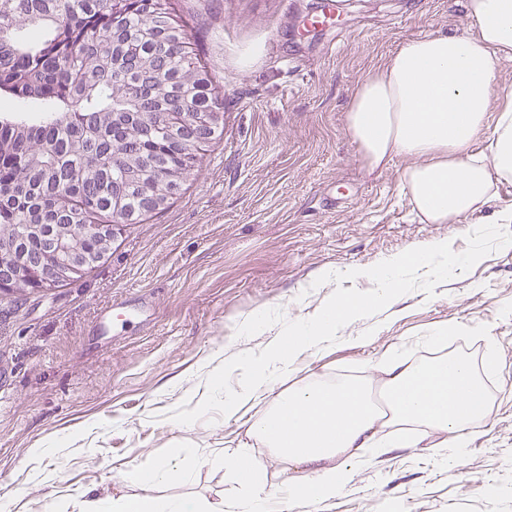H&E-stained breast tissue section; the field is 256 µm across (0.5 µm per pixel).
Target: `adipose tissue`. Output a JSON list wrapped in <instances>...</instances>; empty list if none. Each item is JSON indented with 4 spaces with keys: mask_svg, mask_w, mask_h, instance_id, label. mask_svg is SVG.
I'll use <instances>...</instances> for the list:
<instances>
[{
    "mask_svg": "<svg viewBox=\"0 0 512 512\" xmlns=\"http://www.w3.org/2000/svg\"><path fill=\"white\" fill-rule=\"evenodd\" d=\"M471 35L434 33L406 41L354 89L346 109L347 131L370 169L398 157L410 159L401 183L414 211L426 224H452L481 210L496 183L512 181V84L503 82L512 61V0H465ZM494 133L488 153L474 143L486 127ZM451 241L433 239L414 254H399L378 270L375 295L340 297L316 319L289 326L271 357L278 371L261 370L224 395V415L241 419L265 404L246 436L286 464L307 468L309 478L268 485L265 464L248 451L225 459L238 483L224 512H287L295 503L320 501L346 486L350 472L331 466L336 453L358 449L357 465L379 451L378 426L421 425L446 434L445 467H455L467 446V432L491 412L485 389L465 358L442 356L402 369L385 368L386 410H379L360 382L310 381L274 392L278 373L304 352L335 342L336 326L386 301L404 271L436 265L437 276L456 275L467 264ZM112 512H210L193 496L117 500Z\"/></svg>",
    "mask_w": 512,
    "mask_h": 512,
    "instance_id": "obj_1",
    "label": "adipose tissue"
}]
</instances>
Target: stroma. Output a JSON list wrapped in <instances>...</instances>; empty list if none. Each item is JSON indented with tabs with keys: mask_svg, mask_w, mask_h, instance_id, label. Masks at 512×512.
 Wrapping results in <instances>:
<instances>
[{
	"mask_svg": "<svg viewBox=\"0 0 512 512\" xmlns=\"http://www.w3.org/2000/svg\"><path fill=\"white\" fill-rule=\"evenodd\" d=\"M322 0H170L224 101V133L197 154L163 212L129 225L83 278L0 297V500L10 512H112L117 498L192 495L220 512L236 489L221 460L244 439L211 378L263 357L283 327L345 293L346 270L448 237L463 273L349 318L335 346L276 383L360 378L383 359H470L491 414L455 469L442 434L384 448L335 496L292 512H512V184L457 224H425L404 196L408 161L368 170L345 129L354 88L409 38L468 32L465 0H342L340 24L305 30ZM336 279H324L329 268ZM136 321L101 325L110 303ZM262 317L260 331L249 321ZM193 416L174 429L172 417ZM193 449L184 478L126 482Z\"/></svg>",
	"mask_w": 512,
	"mask_h": 512,
	"instance_id": "35a3bbf8",
	"label": "stroma"
}]
</instances>
